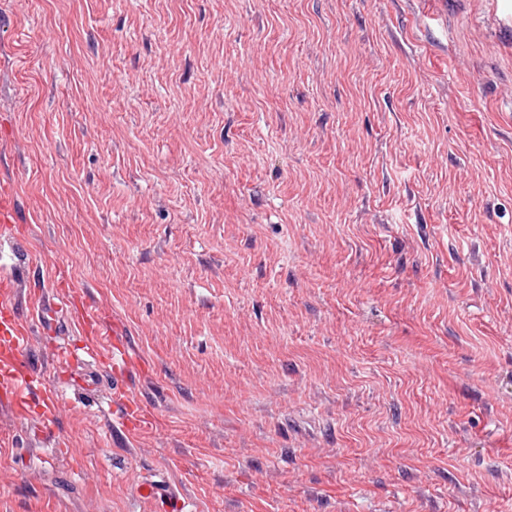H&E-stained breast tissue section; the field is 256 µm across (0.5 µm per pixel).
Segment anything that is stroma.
Wrapping results in <instances>:
<instances>
[{
  "mask_svg": "<svg viewBox=\"0 0 512 512\" xmlns=\"http://www.w3.org/2000/svg\"><path fill=\"white\" fill-rule=\"evenodd\" d=\"M1 183L0 512H512V0H0ZM18 288L13 277L0 282V390L21 401L25 391L42 388V378L21 368L20 359L28 343L27 331L19 322ZM96 323V317L90 310L80 312L77 322L73 323V326L77 329L78 333L83 336V345L80 347L82 355L85 359L93 362L100 361L102 356L110 352V347H103L99 342L96 341L94 332V325ZM129 361L130 359L125 348L119 344H114V347L112 346V391L116 394L125 391L121 379L125 375L121 369V365L126 366L129 364ZM139 493L145 499L161 502L165 512H184L186 505L180 495L161 480H146L140 483Z\"/></svg>",
  "mask_w": 512,
  "mask_h": 512,
  "instance_id": "obj_1",
  "label": "stroma"
}]
</instances>
